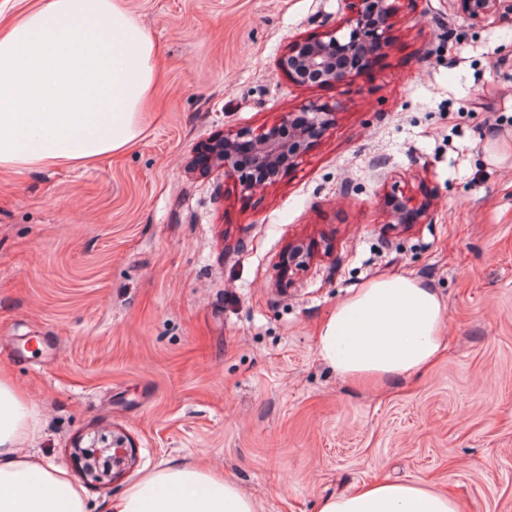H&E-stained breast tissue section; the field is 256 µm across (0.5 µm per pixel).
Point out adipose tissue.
Returning a JSON list of instances; mask_svg holds the SVG:
<instances>
[{
    "instance_id": "ef3b65f1",
    "label": "adipose tissue",
    "mask_w": 512,
    "mask_h": 512,
    "mask_svg": "<svg viewBox=\"0 0 512 512\" xmlns=\"http://www.w3.org/2000/svg\"><path fill=\"white\" fill-rule=\"evenodd\" d=\"M156 45L126 0H38L0 27V170L88 166L139 140L158 83ZM446 308L407 276L375 279L324 321L320 358L352 382L420 373L444 339ZM35 413L0 375V512H87L64 470L20 455ZM106 512H255L253 500L201 466L153 471ZM317 512H458L411 483H377L320 500Z\"/></svg>"
}]
</instances>
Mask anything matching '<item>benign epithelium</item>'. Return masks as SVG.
<instances>
[{
    "label": "benign epithelium",
    "instance_id": "7a95c632",
    "mask_svg": "<svg viewBox=\"0 0 512 512\" xmlns=\"http://www.w3.org/2000/svg\"><path fill=\"white\" fill-rule=\"evenodd\" d=\"M398 0H353L354 11L347 19L348 33L338 36L332 29L319 37L295 41L277 61V68L296 84L310 83L316 76L324 84H342L355 79L365 60L385 46ZM458 10L479 26L495 17L512 23V0H455ZM336 109L309 103L300 111L283 116L282 121L260 133L247 130L227 133L213 140L204 156V163L235 172L241 185L250 189L259 185H273L280 173L295 165L307 152L310 141L326 132L335 122ZM242 138L248 139L256 167L265 176L256 178L241 171L236 164L235 148ZM411 199L392 197L391 216L395 223H403L404 213L425 214L421 205L410 206ZM84 461V475L93 481L115 477L134 461L133 450L124 446L123 438H112V446L93 452L77 449Z\"/></svg>",
    "mask_w": 512,
    "mask_h": 512
}]
</instances>
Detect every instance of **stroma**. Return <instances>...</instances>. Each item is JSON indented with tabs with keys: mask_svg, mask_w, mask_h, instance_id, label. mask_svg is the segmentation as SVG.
<instances>
[{
	"mask_svg": "<svg viewBox=\"0 0 512 512\" xmlns=\"http://www.w3.org/2000/svg\"><path fill=\"white\" fill-rule=\"evenodd\" d=\"M126 3L162 73L143 137L87 168L0 172V373L37 420L22 453L64 467L90 512L177 464L224 474L256 512L377 481L512 512V26L400 0L353 81L297 85L278 58L341 25L346 0ZM311 102L336 124L275 185L193 169L214 135ZM393 194L427 220L394 225ZM294 242L315 256L286 272ZM398 274L445 303V348L390 386L341 379L322 323ZM116 435L134 465L86 479L73 448Z\"/></svg>",
	"mask_w": 512,
	"mask_h": 512,
	"instance_id": "1",
	"label": "stroma"
}]
</instances>
